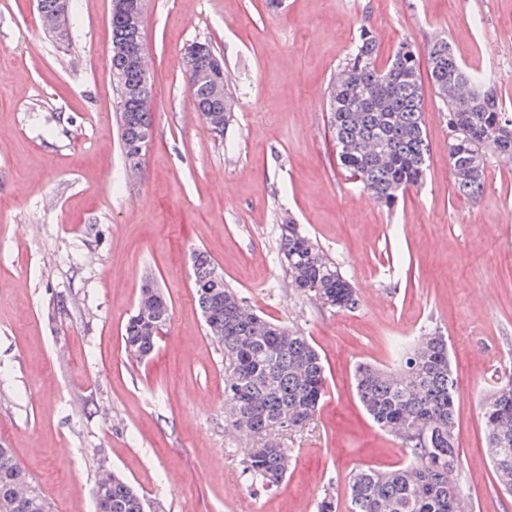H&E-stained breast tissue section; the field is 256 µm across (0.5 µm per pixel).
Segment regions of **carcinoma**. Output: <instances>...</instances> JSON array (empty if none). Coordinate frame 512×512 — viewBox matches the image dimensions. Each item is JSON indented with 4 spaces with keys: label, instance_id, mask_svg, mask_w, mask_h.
<instances>
[{
    "label": "carcinoma",
    "instance_id": "1",
    "mask_svg": "<svg viewBox=\"0 0 512 512\" xmlns=\"http://www.w3.org/2000/svg\"><path fill=\"white\" fill-rule=\"evenodd\" d=\"M112 47L134 41L127 16L111 14ZM400 44L388 64H376L377 40L360 31L355 48L328 92L329 129L341 167L378 204L390 209L399 196L424 178L430 144L423 120L425 86L447 107L448 162L458 194L481 199L492 156L512 160V112L494 88L492 75L470 69L453 54L448 40L435 39L421 72L414 51ZM187 79L197 111L213 130L231 117L226 76L214 70L215 53L187 50ZM119 97L118 131L125 166L142 167L152 138L153 79L150 72L117 52L110 55ZM280 260L289 283L305 297L325 301L336 312L359 308L360 298L311 235L290 220L280 225ZM193 293L209 337L224 350V416L232 427L262 435L288 418V429L315 414L325 390V367L302 331L250 311L232 287L217 276L207 254L194 257ZM125 328V349L149 357L170 322L171 306L160 288H141ZM356 393L373 421L396 436L409 461L391 471L361 470L348 484L344 512H458L461 494L455 474L459 448L454 431L457 378L448 358V340L423 331L397 368L362 363L354 373ZM486 444L499 485L512 493V363L480 402ZM287 449L269 444L244 461L263 488L281 484L289 468ZM96 512H145L139 492L116 475L92 489ZM0 512H54L43 490L15 458L0 447Z\"/></svg>",
    "mask_w": 512,
    "mask_h": 512
}]
</instances>
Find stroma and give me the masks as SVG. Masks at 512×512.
Masks as SVG:
<instances>
[{"label":"stroma","mask_w":512,"mask_h":512,"mask_svg":"<svg viewBox=\"0 0 512 512\" xmlns=\"http://www.w3.org/2000/svg\"><path fill=\"white\" fill-rule=\"evenodd\" d=\"M69 38L44 29L36 0H0V446L54 512H93L113 472L146 512H318L350 476L407 456L356 397L353 368L398 365L428 326L448 338L458 378L457 482L472 512H512L494 477L480 399L512 361V163L491 160L480 201L459 195L445 108L426 92L423 186L393 208L341 169L327 94L361 29L379 62L399 43L425 57L447 38L491 73L512 110V0H148L154 134L131 179L108 60L112 0H70ZM209 42L235 102L223 135L195 112L186 47ZM293 219L358 290L334 313L288 284L280 230ZM206 251L261 316L310 336L326 369L315 417L253 437L224 417V353L194 299ZM171 305L153 356L122 336L146 280ZM287 448V480L262 489L244 461Z\"/></svg>","instance_id":"stroma-1"}]
</instances>
